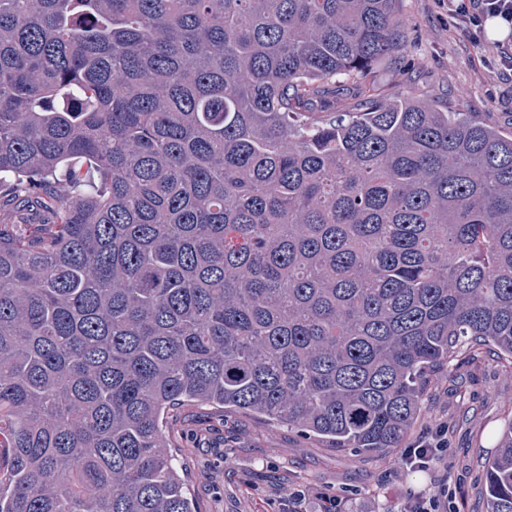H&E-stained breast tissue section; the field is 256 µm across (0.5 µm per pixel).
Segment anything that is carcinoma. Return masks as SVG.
<instances>
[{
    "label": "carcinoma",
    "instance_id": "carcinoma-1",
    "mask_svg": "<svg viewBox=\"0 0 512 512\" xmlns=\"http://www.w3.org/2000/svg\"><path fill=\"white\" fill-rule=\"evenodd\" d=\"M396 2L0 0V512H197L179 404L379 453L512 357V134L375 90Z\"/></svg>",
    "mask_w": 512,
    "mask_h": 512
}]
</instances>
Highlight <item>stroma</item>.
I'll use <instances>...</instances> for the list:
<instances>
[{"instance_id":"1","label":"stroma","mask_w":512,"mask_h":512,"mask_svg":"<svg viewBox=\"0 0 512 512\" xmlns=\"http://www.w3.org/2000/svg\"><path fill=\"white\" fill-rule=\"evenodd\" d=\"M405 46L378 66L373 79L392 96L440 106L512 133V71L496 61L505 40L473 43L441 0H398ZM512 419V362L488 350H461L450 371L431 377L421 411L405 437L413 443L448 427V450L424 472L401 467L402 449L385 454L336 450L331 444L268 418L207 406H184L166 432L188 477L199 512H280L290 493L303 491L308 512L321 496H340L352 512H402L416 495L448 488L451 512H486L480 495L483 463Z\"/></svg>"}]
</instances>
